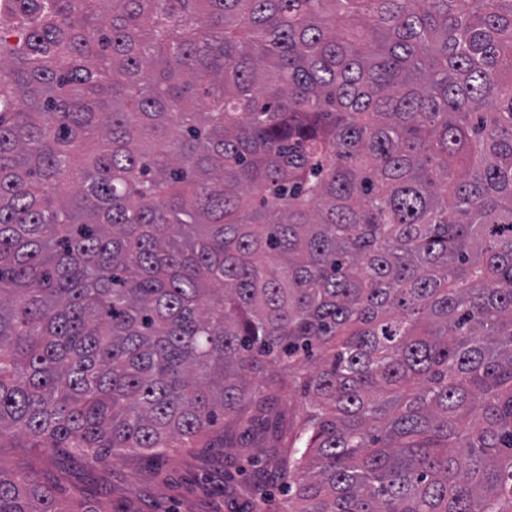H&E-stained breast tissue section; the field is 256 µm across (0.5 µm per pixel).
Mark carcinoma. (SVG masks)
Returning a JSON list of instances; mask_svg holds the SVG:
<instances>
[{
  "label": "carcinoma",
  "instance_id": "cac0c4a2",
  "mask_svg": "<svg viewBox=\"0 0 512 512\" xmlns=\"http://www.w3.org/2000/svg\"><path fill=\"white\" fill-rule=\"evenodd\" d=\"M220 423L284 512H512V0H0V439Z\"/></svg>",
  "mask_w": 512,
  "mask_h": 512
}]
</instances>
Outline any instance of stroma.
I'll list each match as a JSON object with an SVG mask.
<instances>
[{
	"mask_svg": "<svg viewBox=\"0 0 512 512\" xmlns=\"http://www.w3.org/2000/svg\"><path fill=\"white\" fill-rule=\"evenodd\" d=\"M210 448H174L158 458L127 454L101 465L65 450L33 459L25 448L0 446V467L36 466L55 484L59 498L97 512H254V486L266 492L263 512H280L287 485L257 448H271L273 436L235 426L216 429Z\"/></svg>",
	"mask_w": 512,
	"mask_h": 512,
	"instance_id": "1",
	"label": "stroma"
}]
</instances>
